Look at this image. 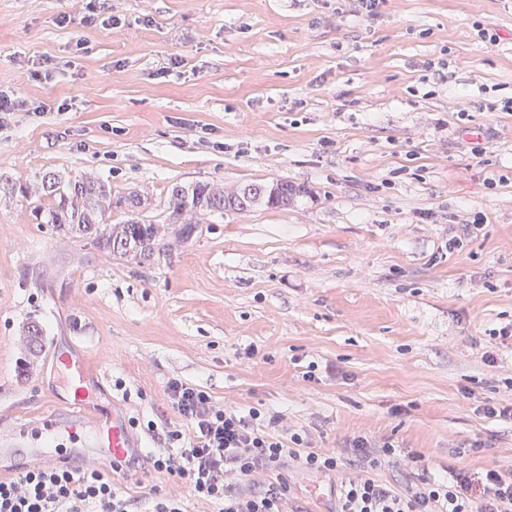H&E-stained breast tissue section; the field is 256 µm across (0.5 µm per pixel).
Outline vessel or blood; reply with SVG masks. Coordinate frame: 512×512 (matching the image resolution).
I'll list each match as a JSON object with an SVG mask.
<instances>
[{
	"label": "vessel or blood",
	"instance_id": "vessel-or-blood-1",
	"mask_svg": "<svg viewBox=\"0 0 512 512\" xmlns=\"http://www.w3.org/2000/svg\"><path fill=\"white\" fill-rule=\"evenodd\" d=\"M75 411L54 412L45 416L37 429L14 426L0 427V464L14 463L26 453H39V441H46L49 454L58 462H68L72 451L92 448L96 457L108 466H115L129 460L133 455L134 443L128 422L122 415L103 417L97 426H89L82 408L91 399V392L84 384L73 389Z\"/></svg>",
	"mask_w": 512,
	"mask_h": 512
}]
</instances>
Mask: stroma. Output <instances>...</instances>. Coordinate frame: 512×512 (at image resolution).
<instances>
[{"label": "stroma", "instance_id": "stroma-1", "mask_svg": "<svg viewBox=\"0 0 512 512\" xmlns=\"http://www.w3.org/2000/svg\"><path fill=\"white\" fill-rule=\"evenodd\" d=\"M439 59L449 81L424 70ZM0 90L24 99L0 120V173L100 178L168 245L141 266L0 204L12 423L68 410L60 351L83 356L98 409L137 419L136 463L111 475L137 502L206 509L145 462L180 423L174 379L340 458L286 470L291 512H336L357 437L451 479L512 469V421L483 411L512 403V112L482 109L512 97V0H383L374 19L354 0H0ZM198 181L308 193L182 238L164 204ZM465 209L486 221L463 236Z\"/></svg>", "mask_w": 512, "mask_h": 512}]
</instances>
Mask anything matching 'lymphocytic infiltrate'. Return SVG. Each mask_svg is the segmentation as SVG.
Segmentation results:
<instances>
[{
	"mask_svg": "<svg viewBox=\"0 0 512 512\" xmlns=\"http://www.w3.org/2000/svg\"><path fill=\"white\" fill-rule=\"evenodd\" d=\"M182 427L166 430V451H149L159 472L189 484L194 496L216 512H287L288 484H259L260 475L294 464L326 473L336 457L309 448L300 433L290 438L259 428V410L249 413L216 402L205 390L173 381L168 385ZM191 435H184L183 426ZM362 473L345 482L337 512H512V472L486 471L477 480L448 482L418 474L405 491L371 477L392 462L395 448L373 447L362 437L351 443ZM131 499L99 469L33 466L0 481V512H132Z\"/></svg>",
	"mask_w": 512,
	"mask_h": 512,
	"instance_id": "obj_1",
	"label": "lymphocytic infiltrate"
}]
</instances>
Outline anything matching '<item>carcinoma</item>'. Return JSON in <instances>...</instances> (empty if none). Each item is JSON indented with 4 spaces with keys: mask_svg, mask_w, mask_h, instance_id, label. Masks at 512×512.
I'll return each instance as SVG.
<instances>
[{
    "mask_svg": "<svg viewBox=\"0 0 512 512\" xmlns=\"http://www.w3.org/2000/svg\"><path fill=\"white\" fill-rule=\"evenodd\" d=\"M278 194L258 201L269 207L286 206L307 194L302 184L288 181L276 183ZM35 199L32 216L40 224H51L60 231L82 234L97 246L112 251V242L127 245L122 255L143 265L166 252V242L160 233L159 222L130 218L121 224L112 223V211L132 207L125 197H113L108 185L93 177L64 181L55 174L42 176L32 183H18L12 177L0 174V201L17 196ZM224 196V187L213 182H197L187 187L172 189L167 202L166 224L197 225L211 215L224 214L222 207H209V202Z\"/></svg>",
    "mask_w": 512,
    "mask_h": 512,
    "instance_id": "obj_1",
    "label": "carcinoma"
}]
</instances>
